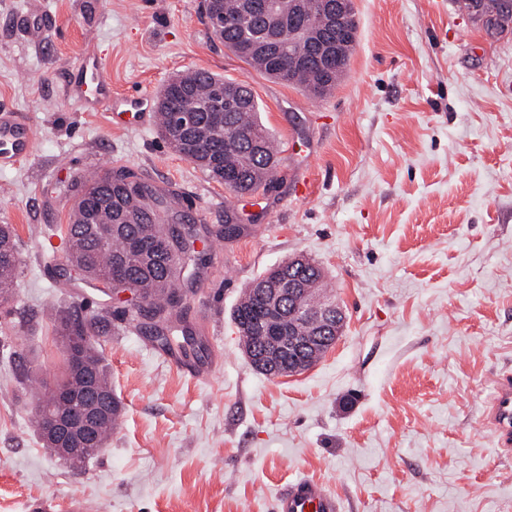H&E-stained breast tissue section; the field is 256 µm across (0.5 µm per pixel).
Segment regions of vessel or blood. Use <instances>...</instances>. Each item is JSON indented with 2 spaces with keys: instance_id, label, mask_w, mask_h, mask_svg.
<instances>
[{
  "instance_id": "obj_1",
  "label": "vessel or blood",
  "mask_w": 512,
  "mask_h": 512,
  "mask_svg": "<svg viewBox=\"0 0 512 512\" xmlns=\"http://www.w3.org/2000/svg\"><path fill=\"white\" fill-rule=\"evenodd\" d=\"M76 95L87 111L106 110L113 124H125L127 118L147 123L150 113L140 111L137 100L112 93V79L101 58L83 57L77 68ZM34 133L24 119L14 113L0 115V166L9 167L26 159L32 150ZM484 425L490 430L494 446L512 456V370H503L492 381ZM275 512H342L339 497L320 481L300 477L279 494Z\"/></svg>"
}]
</instances>
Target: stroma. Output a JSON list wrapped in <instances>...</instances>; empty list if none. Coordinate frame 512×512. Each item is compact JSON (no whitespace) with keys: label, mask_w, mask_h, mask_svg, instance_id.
<instances>
[{"label":"stroma","mask_w":512,"mask_h":512,"mask_svg":"<svg viewBox=\"0 0 512 512\" xmlns=\"http://www.w3.org/2000/svg\"><path fill=\"white\" fill-rule=\"evenodd\" d=\"M354 7L345 74L313 99L228 51L201 0H0V110L34 132L31 156L0 169V224L21 257L0 324L29 321L0 343V512L72 496L87 512H274L299 476L344 512H512V457L482 423L493 376L512 368V26L487 37L464 0ZM29 13L44 26L21 27ZM86 55L121 95H158L198 68L249 85L281 145L270 187L234 198L156 125L85 111L70 85ZM120 167L174 191L195 226L257 220L179 282L188 324L213 339L192 357L209 377L113 320L102 351L123 415L76 472L27 412L61 373L58 308L90 319L116 307L94 284L63 287L55 229L81 173ZM296 255L322 268L345 323L312 368L273 378L248 363L233 311Z\"/></svg>","instance_id":"35a3bbf8"}]
</instances>
